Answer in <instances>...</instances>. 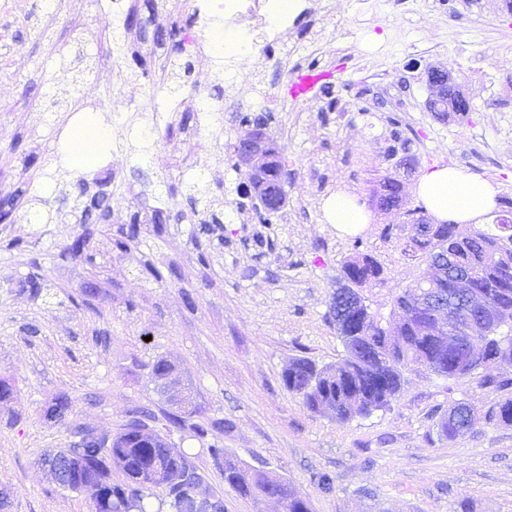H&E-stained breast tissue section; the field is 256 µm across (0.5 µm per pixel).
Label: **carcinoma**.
<instances>
[{
	"label": "carcinoma",
	"instance_id": "1",
	"mask_svg": "<svg viewBox=\"0 0 512 512\" xmlns=\"http://www.w3.org/2000/svg\"><path fill=\"white\" fill-rule=\"evenodd\" d=\"M283 164H274L263 179L251 186V192L260 194L264 188L276 190L282 178ZM382 211L400 208L402 187L389 179L383 182V191L374 195ZM430 259L444 250L451 265L471 270L473 285L491 304L485 312L492 335L487 340L482 364L512 363V235L508 241L483 230L469 233L459 231L456 224H434L431 232L412 239L410 245ZM381 270L374 258L359 254L346 261L341 270L352 284L359 288L379 277ZM423 282L404 290L394 300V308L406 313L397 325L398 341L388 342V331L367 306L354 310L332 309V317L342 315L339 336L357 334L350 343H344L346 359L338 367H317L315 363L298 358L283 374L289 391L302 398L313 412L328 411L340 421L369 416L390 407L399 394L402 369L409 365L428 368L437 364V374L452 378L472 374L480 368L466 360L462 353L450 352L440 346L433 334L434 318L424 311L407 314L410 304ZM489 420L512 426V399L496 406ZM474 426L469 411L452 408L439 427L442 434L454 438ZM142 421L131 418L119 433L105 443H80L47 458L50 465L66 461L69 469L79 473L69 490L83 493L98 502L99 512H147L144 500L149 485H169V506L173 512H194L196 488L201 476L188 464L184 455L160 438L152 444L140 438ZM215 462L224 468V483L241 495L255 500L276 499L285 512H310L307 500L300 497L288 482L267 473L250 471L238 461L224 455V449L210 448ZM119 466L123 479L112 482V465Z\"/></svg>",
	"mask_w": 512,
	"mask_h": 512
}]
</instances>
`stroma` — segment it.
<instances>
[{
	"instance_id": "stroma-1",
	"label": "stroma",
	"mask_w": 512,
	"mask_h": 512,
	"mask_svg": "<svg viewBox=\"0 0 512 512\" xmlns=\"http://www.w3.org/2000/svg\"><path fill=\"white\" fill-rule=\"evenodd\" d=\"M101 0H65L48 17V0H0L11 23L0 29V65L14 77L0 98V199L18 200L19 220L0 224V379L12 387L0 403V492L5 512H91L89 499L60 487L43 463L71 447L83 430L115 435L132 412L181 451L201 475L202 496H219L224 512H282L273 500L244 497L195 427L215 419L232 426L217 439L226 455L249 469L288 481L311 512H512V426L489 422L499 401L512 398V364L492 363L445 378L410 367L389 409L339 421L308 411L284 386L298 358L339 365L346 350L327 319L336 279L354 252L381 269L359 293L385 327H394L393 300L423 278L428 265L406 251L415 226L401 211H380L372 191L385 177L401 180L408 208L422 206L424 171L461 169L493 182L498 211L512 201V104L499 92L512 85V8L506 0H417L399 18L365 21L355 0H303L313 15L283 37L305 48L303 68L322 61L334 97L350 102L343 120L327 101L292 99L282 52L193 60L209 85H221V107L197 112L189 85L172 74L173 50L154 53L156 33L184 27L174 0H124L143 25L113 38ZM483 56L473 75L461 47ZM138 52L141 67L131 66ZM443 65L469 99L467 115L428 112L426 69ZM385 75L388 97L363 93L360 81ZM173 100L172 138H144L156 110ZM265 114L286 159L288 203L272 223L241 206L246 178L226 162L244 115ZM92 123L111 137L100 160L116 174L95 184L96 167L59 161L75 129ZM399 128L400 139L390 135ZM33 153L39 169L23 171ZM413 167L400 166L403 155ZM67 197L109 195L107 221L84 224L79 213L46 219V187ZM222 198L220 221L189 218L191 184ZM352 196L369 215L357 231L327 223L323 204ZM167 203L157 224L152 211ZM137 226L124 250L115 240ZM85 239L82 253L69 250ZM36 277L39 290L26 287ZM167 359L189 395L176 403L151 373ZM63 420L47 416L59 397ZM467 404L476 426L445 438L439 421ZM181 415L182 429L170 415ZM329 473L324 493L312 472Z\"/></svg>"
}]
</instances>
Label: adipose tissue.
Returning a JSON list of instances; mask_svg holds the SVG:
<instances>
[{
  "mask_svg": "<svg viewBox=\"0 0 512 512\" xmlns=\"http://www.w3.org/2000/svg\"><path fill=\"white\" fill-rule=\"evenodd\" d=\"M418 192L437 220L454 224L479 223L495 209L498 196L492 182L445 167L425 174Z\"/></svg>",
  "mask_w": 512,
  "mask_h": 512,
  "instance_id": "ef3b65f1",
  "label": "adipose tissue"
}]
</instances>
